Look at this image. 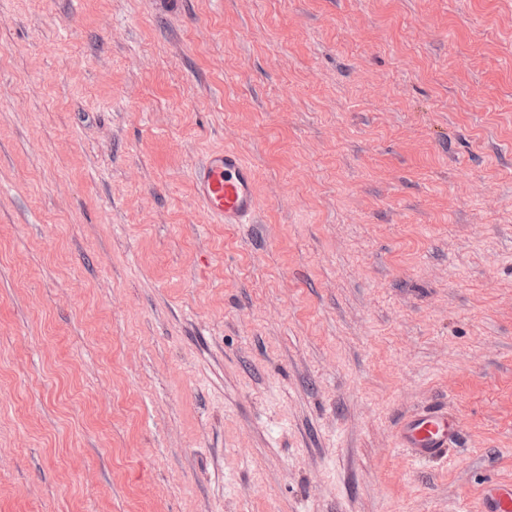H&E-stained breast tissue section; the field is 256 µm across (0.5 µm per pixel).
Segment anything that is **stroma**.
Wrapping results in <instances>:
<instances>
[{
    "instance_id": "stroma-1",
    "label": "stroma",
    "mask_w": 512,
    "mask_h": 512,
    "mask_svg": "<svg viewBox=\"0 0 512 512\" xmlns=\"http://www.w3.org/2000/svg\"><path fill=\"white\" fill-rule=\"evenodd\" d=\"M227 147L264 223L202 208ZM1 387L0 512H481L512 0H0ZM460 435L457 419L442 408L412 412L401 420L396 430L399 448L419 464L446 459Z\"/></svg>"
}]
</instances>
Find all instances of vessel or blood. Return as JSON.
Returning <instances> with one entry per match:
<instances>
[{
	"instance_id": "1",
	"label": "vessel or blood",
	"mask_w": 512,
	"mask_h": 512,
	"mask_svg": "<svg viewBox=\"0 0 512 512\" xmlns=\"http://www.w3.org/2000/svg\"><path fill=\"white\" fill-rule=\"evenodd\" d=\"M195 184L205 211L219 222L257 223L256 174L238 151L227 148L209 154L195 171ZM460 435L457 419L442 408L412 412L396 430L399 447L419 464L446 459ZM484 502V512H512V483L487 488Z\"/></svg>"
}]
</instances>
